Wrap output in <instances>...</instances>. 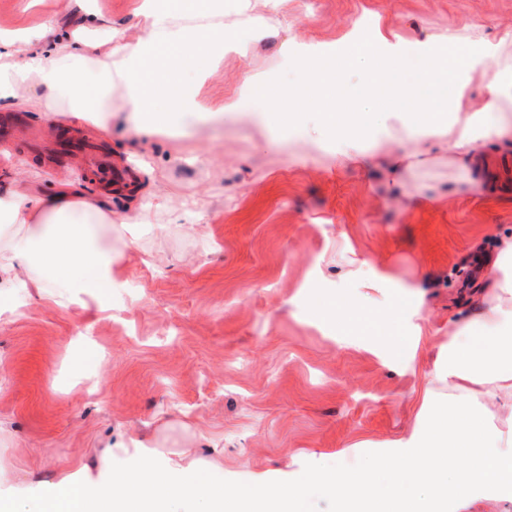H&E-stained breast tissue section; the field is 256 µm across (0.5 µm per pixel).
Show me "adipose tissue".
<instances>
[{
    "instance_id": "obj_1",
    "label": "adipose tissue",
    "mask_w": 512,
    "mask_h": 512,
    "mask_svg": "<svg viewBox=\"0 0 512 512\" xmlns=\"http://www.w3.org/2000/svg\"><path fill=\"white\" fill-rule=\"evenodd\" d=\"M136 13L141 25L132 37L89 12L79 31L59 38L51 24L43 39L0 34V109L66 112L78 125L105 134L118 108L128 113L135 135L152 137L192 119H215L222 110L260 112L267 127L285 129L301 123L304 103L315 95L323 128L355 142L368 113L399 97L414 100L412 113L385 111L386 120L411 136L443 140L463 158L479 151L481 135L512 126V60L493 68L485 111L458 110L473 61L467 39L453 27L424 57L420 81L448 87L454 103L449 112L420 100L419 83L392 81L389 63L358 43L341 62L332 49L302 59L306 82L285 93L247 75L242 91L218 111L174 72L187 59L223 62L224 0H141ZM352 69L365 74L367 100L348 91L345 75ZM116 91L122 94L117 108ZM111 223L109 202L69 182L51 195L18 186L1 190L0 314L11 309L9 289L26 284L47 290L61 309L84 296L106 304L121 259L100 244ZM486 277L487 291L473 297L472 313L448 334L447 367L432 375L447 387L448 398L419 424L414 447L384 462L393 476L387 487L366 471L338 468L316 477L303 473L275 488L259 483L229 491L193 469L159 463L144 454L146 440L134 438L130 444L139 454L131 467L116 469L102 460L104 484L60 474L46 481L47 493L38 501L1 497L0 512H299L316 485L344 491L343 512H447L449 505L479 498L512 500V237L500 241ZM321 313L343 329L369 331L377 341H402L395 314H367L333 298Z\"/></svg>"
}]
</instances>
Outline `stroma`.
Masks as SVG:
<instances>
[{"instance_id":"1","label":"stroma","mask_w":512,"mask_h":512,"mask_svg":"<svg viewBox=\"0 0 512 512\" xmlns=\"http://www.w3.org/2000/svg\"><path fill=\"white\" fill-rule=\"evenodd\" d=\"M51 16L80 22L66 0H0V31L36 34ZM265 17L264 44L225 52L215 68L190 62L182 79L220 104L247 73L293 87L302 56L358 42L414 80L453 24L476 57L462 109L479 112L486 70L512 53V0H288ZM24 117L31 132L63 122L99 143L140 179L135 201L156 228L127 250L113 239L125 256L111 308L87 299L62 311L19 288L16 314L0 316V493L63 469L97 477L106 450L113 466L130 465L135 451L120 442L131 436H155L158 462L223 475L230 490L298 471L374 473L447 398L427 376L448 360V323L466 316L486 260L512 236V192L493 190L512 129L484 140L480 167L402 130L353 146L295 127L273 135L255 112L139 142L119 113L108 139L65 112ZM62 181L108 194L121 223L123 192L0 142L1 184L49 193ZM331 297L397 310L403 348L323 320ZM91 345L103 355L94 391L78 376Z\"/></svg>"}]
</instances>
